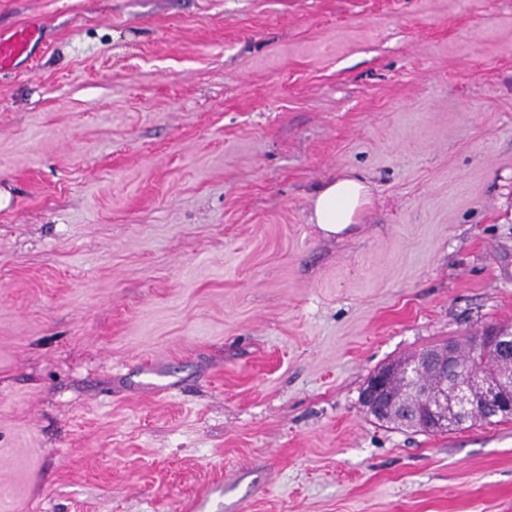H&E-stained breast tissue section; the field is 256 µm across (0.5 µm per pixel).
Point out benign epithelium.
I'll use <instances>...</instances> for the list:
<instances>
[{
    "label": "benign epithelium",
    "mask_w": 512,
    "mask_h": 512,
    "mask_svg": "<svg viewBox=\"0 0 512 512\" xmlns=\"http://www.w3.org/2000/svg\"><path fill=\"white\" fill-rule=\"evenodd\" d=\"M475 346L512 357V332L488 326L477 335ZM425 371L443 377L438 393L424 386L421 374ZM359 406L377 420L403 415L416 426L447 432L478 411L489 420L512 416V374L493 376L483 365L467 367L450 343L424 351L413 361L378 369L364 383Z\"/></svg>",
    "instance_id": "obj_1"
}]
</instances>
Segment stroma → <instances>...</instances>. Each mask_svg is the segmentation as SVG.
<instances>
[{"label":"stroma","mask_w":512,"mask_h":512,"mask_svg":"<svg viewBox=\"0 0 512 512\" xmlns=\"http://www.w3.org/2000/svg\"><path fill=\"white\" fill-rule=\"evenodd\" d=\"M0 512H512V417L364 415L512 330V0H0ZM369 203L325 235L312 198ZM38 31L33 26H23L8 37L0 38V67L9 66L14 60L23 56ZM368 201L367 185L360 178H332L313 197L311 221L326 234H339L356 223Z\"/></svg>","instance_id":"35a3bbf8"}]
</instances>
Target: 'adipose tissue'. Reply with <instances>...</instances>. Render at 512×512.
<instances>
[{"mask_svg": "<svg viewBox=\"0 0 512 512\" xmlns=\"http://www.w3.org/2000/svg\"><path fill=\"white\" fill-rule=\"evenodd\" d=\"M367 202L368 188L361 179L336 177L318 188L311 220L324 233L338 234L355 223Z\"/></svg>", "mask_w": 512, "mask_h": 512, "instance_id": "obj_1", "label": "adipose tissue"}]
</instances>
